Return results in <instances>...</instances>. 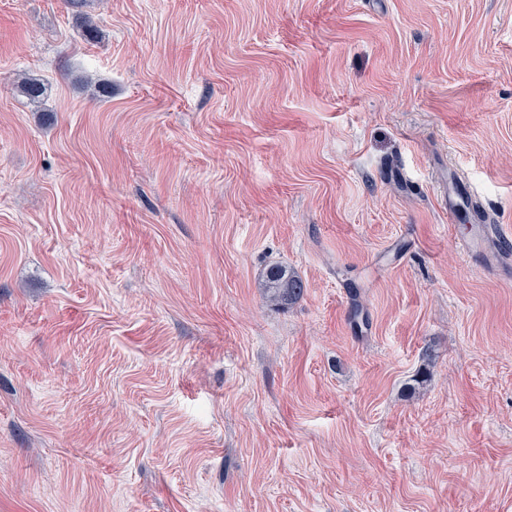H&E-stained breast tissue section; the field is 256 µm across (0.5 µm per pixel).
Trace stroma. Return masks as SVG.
<instances>
[{"mask_svg": "<svg viewBox=\"0 0 512 512\" xmlns=\"http://www.w3.org/2000/svg\"><path fill=\"white\" fill-rule=\"evenodd\" d=\"M451 175L512 231V0H0V512H512ZM262 288L270 302L281 306L293 303L304 292L302 281L281 265H272L264 272Z\"/></svg>", "mask_w": 512, "mask_h": 512, "instance_id": "35a3bbf8", "label": "stroma"}]
</instances>
